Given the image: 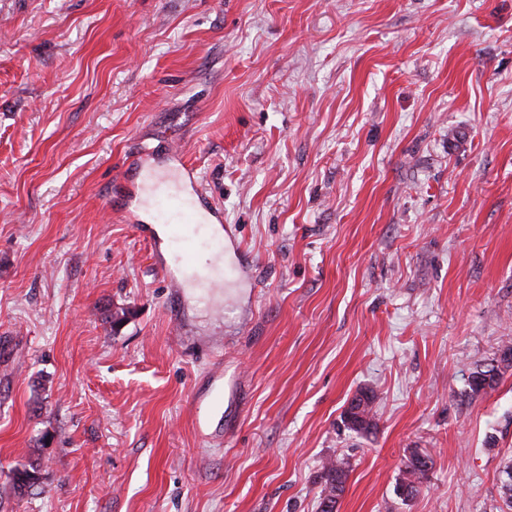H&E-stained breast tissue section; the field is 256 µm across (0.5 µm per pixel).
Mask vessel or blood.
Masks as SVG:
<instances>
[{"instance_id": "b4317fda", "label": "vessel or blood", "mask_w": 512, "mask_h": 512, "mask_svg": "<svg viewBox=\"0 0 512 512\" xmlns=\"http://www.w3.org/2000/svg\"><path fill=\"white\" fill-rule=\"evenodd\" d=\"M159 208L168 225V239L172 246L170 263L161 268L170 287L181 280L197 279L199 286L212 287L215 283L233 279L247 271L246 265H226L216 268L214 276L198 278L197 271L204 266L206 257L222 256L228 249L223 234L203 230V215L219 217V209L210 196L198 194L186 201L179 192H169L158 200Z\"/></svg>"}]
</instances>
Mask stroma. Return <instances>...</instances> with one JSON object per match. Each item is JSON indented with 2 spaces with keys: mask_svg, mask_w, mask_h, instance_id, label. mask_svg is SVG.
<instances>
[{
  "mask_svg": "<svg viewBox=\"0 0 512 512\" xmlns=\"http://www.w3.org/2000/svg\"><path fill=\"white\" fill-rule=\"evenodd\" d=\"M182 161L249 264L202 295L119 192ZM508 345L512 0H0V512H317L329 457L338 512H512ZM496 362L488 366H477L470 371L467 379L472 394L487 392L496 387L502 375L512 368V347L504 348ZM375 395L368 391L359 393V400L355 407L356 412H351L348 405L344 418L349 427L356 432H367L373 427L372 410ZM414 457L415 453L406 460L402 469L400 489L401 494L407 498L413 497L419 492L420 485L431 468L430 458L428 463L418 465L414 462ZM349 475L346 462L329 459L323 462L321 472L320 512H336Z\"/></svg>",
  "mask_w": 512,
  "mask_h": 512,
  "instance_id": "obj_1",
  "label": "stroma"
}]
</instances>
